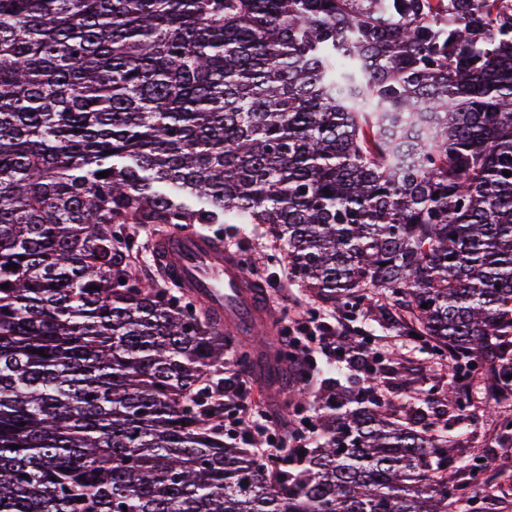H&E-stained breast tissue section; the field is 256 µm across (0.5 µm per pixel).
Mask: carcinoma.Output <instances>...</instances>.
I'll return each instance as SVG.
<instances>
[{"label":"carcinoma","mask_w":512,"mask_h":512,"mask_svg":"<svg viewBox=\"0 0 512 512\" xmlns=\"http://www.w3.org/2000/svg\"><path fill=\"white\" fill-rule=\"evenodd\" d=\"M116 224H267L512 391V0H0V512H453L372 379L296 471L224 441L205 379L284 328L140 281Z\"/></svg>","instance_id":"obj_1"}]
</instances>
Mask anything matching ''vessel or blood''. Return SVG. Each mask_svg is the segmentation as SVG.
Wrapping results in <instances>:
<instances>
[{"instance_id":"vessel-or-blood-1","label":"vessel or blood","mask_w":512,"mask_h":512,"mask_svg":"<svg viewBox=\"0 0 512 512\" xmlns=\"http://www.w3.org/2000/svg\"><path fill=\"white\" fill-rule=\"evenodd\" d=\"M153 253L163 271L198 298L218 324L249 336L266 318L258 280L222 240L198 231L164 233L155 239Z\"/></svg>"}]
</instances>
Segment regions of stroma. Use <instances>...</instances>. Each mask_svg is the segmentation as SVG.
Instances as JSON below:
<instances>
[{"mask_svg":"<svg viewBox=\"0 0 512 512\" xmlns=\"http://www.w3.org/2000/svg\"><path fill=\"white\" fill-rule=\"evenodd\" d=\"M119 231L135 243L137 275L146 282H163L152 258L154 225L125 224ZM224 245L232 250L246 246L250 259L259 263L267 307L282 321L317 312L328 322H339L347 339L371 343L377 353V388L398 418L417 428L447 425L458 480L481 488L474 500L460 502L459 512H512V393L492 390L477 373L458 379L420 341L382 320L379 303L336 310L324 306L291 279L282 244L264 226L241 225L239 235L225 236ZM317 361L302 384L306 399L299 406L286 407L285 395L271 393L260 377L252 379V398L265 417H277L282 435L294 436L296 417H315L319 395L335 389L352 393L363 385L361 371L336 369L322 355ZM451 386L460 390L461 406L449 405L446 391Z\"/></svg>","mask_w":512,"mask_h":512,"instance_id":"35a3bbf8","label":"stroma"}]
</instances>
